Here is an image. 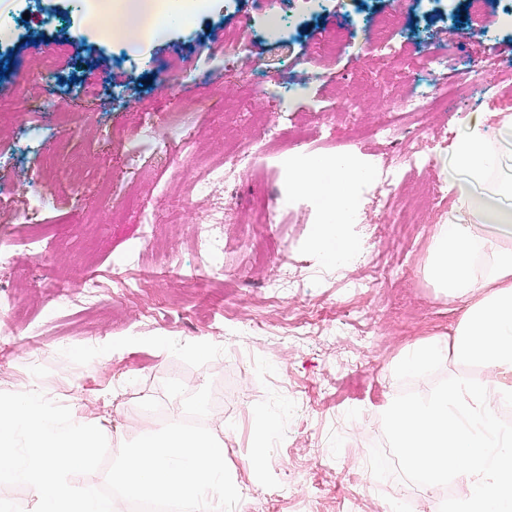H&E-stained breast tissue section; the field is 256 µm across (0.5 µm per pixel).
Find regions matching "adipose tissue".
Returning <instances> with one entry per match:
<instances>
[{
    "label": "adipose tissue",
    "instance_id": "obj_1",
    "mask_svg": "<svg viewBox=\"0 0 512 512\" xmlns=\"http://www.w3.org/2000/svg\"><path fill=\"white\" fill-rule=\"evenodd\" d=\"M90 29L101 38L148 41L162 25L179 23L211 0H83ZM458 189L457 217L437 225L426 275L459 303L462 313L448 342L424 339L406 346L393 371L423 377L448 357L474 367L427 397H391L383 418L407 475L427 493L452 485L456 512H512V128L491 139L475 116L447 163ZM365 170L341 156H317L289 172L295 192L319 199L326 222L314 246L326 264L360 251L345 215Z\"/></svg>",
    "mask_w": 512,
    "mask_h": 512
}]
</instances>
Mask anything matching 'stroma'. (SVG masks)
<instances>
[{
    "label": "stroma",
    "instance_id": "35a3bbf8",
    "mask_svg": "<svg viewBox=\"0 0 512 512\" xmlns=\"http://www.w3.org/2000/svg\"><path fill=\"white\" fill-rule=\"evenodd\" d=\"M392 0H213L164 37L133 51L100 39L83 21L80 0H13L0 15V91L31 99L24 63L32 48L54 59L41 81L43 94L92 96L91 116L68 119L48 112L0 117V240L11 264L0 268V297L18 298L23 313L0 323V391L22 392L39 380L63 403L103 419L110 454L133 439L132 422L144 401L156 426L184 418L182 403L163 383L181 380L188 392L212 388L209 428L223 432L226 464L241 500L235 512H391L408 495L421 512L450 505L432 501L408 478L388 439L380 407L394 394L421 396L461 372L446 361L419 380L399 377L390 365L419 339L448 333L461 309L425 276L435 225L454 215L457 191L443 166L470 116L485 117L490 137L512 121V29L471 23L466 0H410L395 31L381 32ZM227 28L243 30L247 46L225 53L217 42ZM342 31L345 48L324 54L317 34ZM448 42L455 65L445 71L448 107L426 113L412 129L428 153V167H410L391 193L396 208L414 192L440 183L437 213L420 212L414 224L375 223L372 191L359 201L366 221L349 227L364 257L339 271L323 265L312 244L320 222L316 197L288 189L289 163L346 148L358 132L387 123L401 95L419 78L427 53ZM105 56L109 71L87 74L91 58ZM126 86L113 85L111 73ZM255 75L259 91L241 85ZM468 91H458V83ZM304 93L289 98L288 91ZM193 137L191 165L204 175L224 161L235 143L258 139L264 153L249 173L214 186L230 204L231 222L217 225L224 240V274L208 279L195 220L209 202L171 160L137 143L139 116L157 133L181 109ZM258 115L271 127L263 139L250 123ZM54 128L41 149L13 137L22 121ZM51 184L54 209L37 211L32 196L11 194L18 177ZM262 194L280 217L257 224L246 202ZM194 200L187 208L185 200ZM123 206L124 220L112 221ZM46 237L50 250L38 261L27 239ZM301 284L288 285L291 276ZM95 277L96 301L78 285ZM318 331L282 339L304 321ZM175 345L160 352L156 337ZM203 340L213 357L195 360L187 345ZM115 390L112 404L101 395ZM279 416L277 437L264 452L252 442L250 408ZM263 455L261 469L252 468ZM287 481L288 493L269 507V484Z\"/></svg>",
    "mask_w": 512,
    "mask_h": 512
}]
</instances>
